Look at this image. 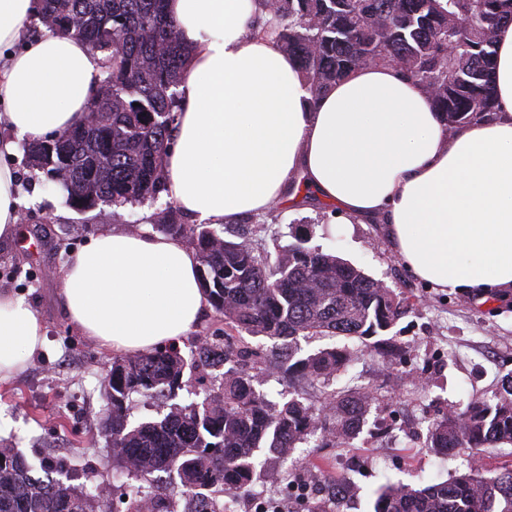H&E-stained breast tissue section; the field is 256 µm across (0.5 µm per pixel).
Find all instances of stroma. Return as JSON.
<instances>
[{"label":"stroma","instance_id":"1","mask_svg":"<svg viewBox=\"0 0 512 512\" xmlns=\"http://www.w3.org/2000/svg\"><path fill=\"white\" fill-rule=\"evenodd\" d=\"M21 199V222L13 238L0 240V291L24 297L40 317L47 337L11 381L0 383V439L11 442L33 464L47 456L66 460L76 483L112 475V453L104 436L75 442L71 430L104 407L102 388L111 353L82 336L59 304L61 273L70 253L68 238L88 243L100 230L131 232L154 226L162 203L127 207L122 219L102 205L80 213L61 188L44 184L23 152L8 157ZM249 237L267 248L304 240L307 247L336 253L386 287L403 292L405 313L386 332L384 343L402 347L390 362L359 341L332 336L299 338L300 355L348 346L351 361L333 381L335 389L358 385L374 401L362 432L349 446L301 445L298 464L313 481L344 478L348 492L335 512H373L375 493L388 483H437L467 471L468 450L451 454L429 450V422L463 412L474 400H494L512 378V292L489 299L446 291L415 277L397 255L383 220L340 224L325 205L296 210L275 205L246 223Z\"/></svg>","mask_w":512,"mask_h":512}]
</instances>
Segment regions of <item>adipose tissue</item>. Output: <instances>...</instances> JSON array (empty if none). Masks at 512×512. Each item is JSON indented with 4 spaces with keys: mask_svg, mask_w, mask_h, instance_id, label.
<instances>
[{
    "mask_svg": "<svg viewBox=\"0 0 512 512\" xmlns=\"http://www.w3.org/2000/svg\"><path fill=\"white\" fill-rule=\"evenodd\" d=\"M35 0H0V156L19 139L83 124L100 58L48 32L22 53ZM189 47L181 112L164 157L167 188L211 224L260 214L294 178L343 223L383 218L407 268L436 287L512 289V23L496 32L497 109L448 132L430 96L399 68L360 67L312 98L298 64L251 26L258 0H168ZM199 260L182 240L104 230L71 254L60 301L101 347L147 353L180 343L207 306ZM42 323L0 292V381L42 349Z\"/></svg>",
    "mask_w": 512,
    "mask_h": 512,
    "instance_id": "1",
    "label": "adipose tissue"
}]
</instances>
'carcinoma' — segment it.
I'll return each mask as SVG.
<instances>
[{"mask_svg": "<svg viewBox=\"0 0 512 512\" xmlns=\"http://www.w3.org/2000/svg\"><path fill=\"white\" fill-rule=\"evenodd\" d=\"M271 21L260 30L300 65L313 97L366 62H398L418 85H437L431 102L445 125L495 111L494 35L512 22V0H268ZM50 31L83 40L102 55V73L87 102V122L69 131L27 141L30 166L66 192L80 212L100 205L112 216L127 206L155 203L167 192L162 158L180 111L178 87L187 52L166 0H40ZM158 229L197 250L201 278L224 339H197L191 361L176 344L148 353L112 357L102 396L105 414L87 433L112 439V479L140 482L126 512H141L140 498L166 504L159 512H227L223 498L249 494L259 452L282 461L298 445H346L360 430L371 395L327 394L320 417L290 393L280 403L257 390L248 368L265 365L327 384L349 362L348 348H325L298 358L296 341L336 336L364 341L388 330L407 307L405 298L348 261L292 243L273 252L224 224H189L167 201ZM273 341L269 349L251 339ZM212 372L200 401L172 404L167 413L131 425L132 395L156 402L186 387L185 368ZM429 449L480 451L512 444V379L491 405L471 402L462 418L434 422ZM67 465L45 459L36 468L11 444L0 443V512H107V484L64 481ZM177 477L179 498L160 493ZM209 489L206 497L200 490ZM374 512H512V464L484 478L471 469L416 488L386 484Z\"/></svg>", "mask_w": 512, "mask_h": 512, "instance_id": "carcinoma-1", "label": "carcinoma"}]
</instances>
